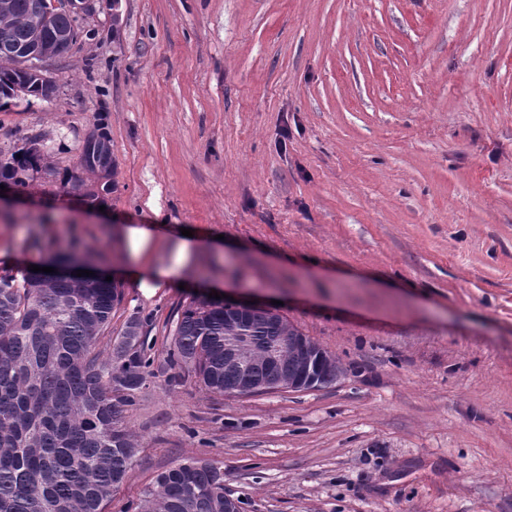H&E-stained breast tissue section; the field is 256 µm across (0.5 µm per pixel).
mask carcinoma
<instances>
[{
    "instance_id": "cac0c4a2",
    "label": "carcinoma",
    "mask_w": 512,
    "mask_h": 512,
    "mask_svg": "<svg viewBox=\"0 0 512 512\" xmlns=\"http://www.w3.org/2000/svg\"><path fill=\"white\" fill-rule=\"evenodd\" d=\"M35 0H0V98L30 78L18 49L42 52L60 34L79 33L77 19L52 14L38 25ZM86 139L80 183H94ZM40 157L24 150L0 159V176L18 187ZM117 284L101 276L90 282L44 281L29 272L0 276V512H108L112 489L126 478L136 448L122 423V408L136 404L154 360L147 356L141 322H126L109 355L96 349L99 336L122 302ZM220 300H193L174 329L168 362L186 369L206 391L224 395L242 372L253 385L270 376L268 357L288 361L302 381L297 390L330 385L341 364L278 314L260 309L233 331ZM300 341H283L285 335ZM230 344L250 359L241 367L224 361ZM224 471L216 462L187 459L161 473L135 512H225Z\"/></svg>"
}]
</instances>
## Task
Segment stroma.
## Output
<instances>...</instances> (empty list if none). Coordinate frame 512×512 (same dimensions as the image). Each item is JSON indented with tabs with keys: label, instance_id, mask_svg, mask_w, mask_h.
<instances>
[{
	"label": "stroma",
	"instance_id": "35a3bbf8",
	"mask_svg": "<svg viewBox=\"0 0 512 512\" xmlns=\"http://www.w3.org/2000/svg\"><path fill=\"white\" fill-rule=\"evenodd\" d=\"M0 100V156L42 167L0 202L13 272L61 251L113 277L154 360L123 419L111 512L185 459L241 512H512V0H114ZM109 191L64 192L97 127ZM156 224L142 255L124 228ZM179 282L134 277L175 263ZM274 313L345 373L205 391L168 365L195 296Z\"/></svg>",
	"mask_w": 512,
	"mask_h": 512
}]
</instances>
